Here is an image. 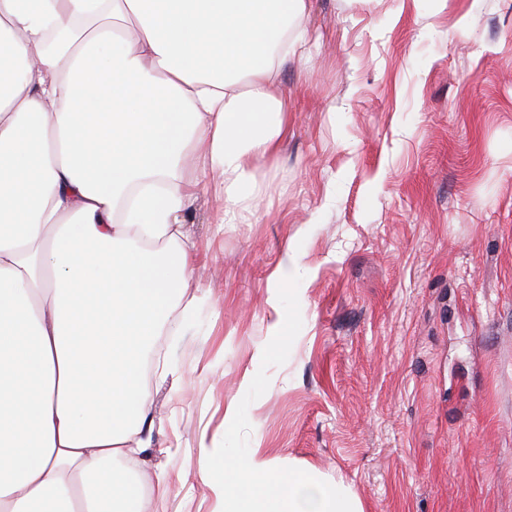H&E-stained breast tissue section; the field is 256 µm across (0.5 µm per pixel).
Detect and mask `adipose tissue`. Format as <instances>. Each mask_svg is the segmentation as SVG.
<instances>
[{
  "instance_id": "ef3b65f1",
  "label": "adipose tissue",
  "mask_w": 512,
  "mask_h": 512,
  "mask_svg": "<svg viewBox=\"0 0 512 512\" xmlns=\"http://www.w3.org/2000/svg\"><path fill=\"white\" fill-rule=\"evenodd\" d=\"M307 0H0V512H152L143 363L193 321L198 192L245 219ZM192 167L186 178L184 167ZM273 274L272 335L298 282Z\"/></svg>"
}]
</instances>
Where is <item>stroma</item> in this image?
Returning a JSON list of instances; mask_svg holds the SVG:
<instances>
[{
  "mask_svg": "<svg viewBox=\"0 0 512 512\" xmlns=\"http://www.w3.org/2000/svg\"><path fill=\"white\" fill-rule=\"evenodd\" d=\"M321 46L280 73L279 154L250 221L185 229L206 257L181 395L155 393L148 470L191 472L153 512H221L201 433L269 340L271 276L306 271L302 329L269 368L249 441L341 478L363 512H512V0H310Z\"/></svg>",
  "mask_w": 512,
  "mask_h": 512,
  "instance_id": "35a3bbf8",
  "label": "stroma"
}]
</instances>
